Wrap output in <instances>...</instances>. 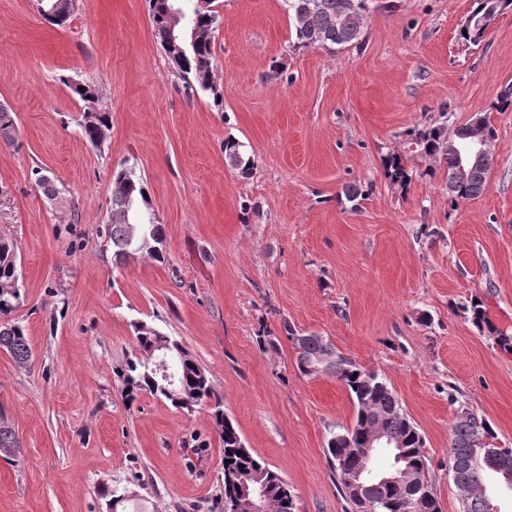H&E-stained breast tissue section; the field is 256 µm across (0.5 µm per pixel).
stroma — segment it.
<instances>
[{
	"label": "stroma",
	"instance_id": "obj_1",
	"mask_svg": "<svg viewBox=\"0 0 512 512\" xmlns=\"http://www.w3.org/2000/svg\"><path fill=\"white\" fill-rule=\"evenodd\" d=\"M471 3L366 0L360 40L329 52L296 47L284 0H216L212 93L185 87L145 0H75L61 26L36 0H0V104L17 130L0 142V236L18 245L13 318L32 351L25 366L0 351V414L19 443L0 455V512H110L115 489L141 512H224L209 405L125 397L137 322L205 371L295 512H347L326 443L355 407L335 377L301 375L292 330L384 378L424 437L443 512H460L457 405L512 448V108H494L512 87V8L473 45L459 35ZM86 81L111 116L98 147L70 89ZM479 117L494 162L484 193L457 200L407 134ZM392 155L407 182L391 179ZM121 168L164 227L163 260L113 259ZM475 300L493 331L472 323Z\"/></svg>",
	"mask_w": 512,
	"mask_h": 512
}]
</instances>
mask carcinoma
<instances>
[{
	"instance_id": "cac0c4a2",
	"label": "carcinoma",
	"mask_w": 512,
	"mask_h": 512,
	"mask_svg": "<svg viewBox=\"0 0 512 512\" xmlns=\"http://www.w3.org/2000/svg\"><path fill=\"white\" fill-rule=\"evenodd\" d=\"M192 5L184 9L189 27L196 29L197 38L194 45H189L190 34L183 35L187 42L186 51L175 53L172 44V19L167 5L170 0H146L148 16L155 37L168 53L176 73L184 80L193 83L204 91L214 88L213 73V33L219 24V14L212 7L214 0H207L209 5L201 9L199 0H190ZM287 11L295 23L296 45L304 49H325L332 51L347 46L360 39L365 26V0H285ZM74 0H51L49 6L56 7L44 17L52 24L61 26L69 19ZM512 6V0H473L471 13L478 16L487 13H501ZM72 91L85 103L82 122L79 128L82 136L93 146H100L110 128V116L99 112L95 104L99 94L95 86L84 84L72 87ZM14 123L8 110L0 106V139L6 143L13 142ZM457 139V133H448L442 125L409 134V149L425 159L437 158L448 168V190L455 199H471L484 192L487 174L493 163L489 157L469 171L466 177L459 175V158L448 143ZM224 155L232 166L242 173L251 170L250 162L243 160L239 143L224 142ZM146 202L145 190L140 179L129 169L114 173L112 181V215L110 224L106 225V236L112 244L116 263L120 264L127 257L129 250L130 226L141 225L145 241L139 251L146 252L156 259L163 258L164 231L155 215L148 209L141 208ZM19 283L17 272V244L9 238L0 236V349L6 350L19 364H26L32 357L31 348L23 329L12 322V314L20 306L22 294H10L5 289ZM136 342L140 357L127 366L123 374L126 390L133 394L146 390L163 397L175 407H183L162 388V382L151 373L149 353H154L161 344H167L170 353L177 359L180 395L191 399L194 404L213 402L212 413L215 422L221 426L220 438L223 443L224 499H229L235 492L230 476L253 470H262L267 476L271 494V508L274 512H294L295 504L292 493L285 492L287 482L276 472L268 468L254 456L248 448L238 444L239 433L232 423L222 417V398L214 391L208 376L201 375L200 368L192 361H180L178 341L160 333L154 328L147 329L143 323L134 324ZM297 351V368L304 376L311 375L307 370L309 362L324 358L322 373L331 374L348 390L355 401L356 419L352 426L344 427L332 436L327 443L328 458L336 474V481L351 512H362L361 504L355 500L344 481V470H355L363 465H371L362 453L363 431L375 425L374 411L381 409L384 415L381 427L390 435L401 439V447L395 449L400 460L392 465L409 470L421 487V495L414 506L407 504V497L412 492L402 485H386L373 481L368 493L382 501L379 512H441L436 489L430 478L428 458L423 447L420 433L408 420L400 408L398 398L387 383L377 374L367 371L353 361L336 353L331 344L318 335H306ZM491 436L488 424L479 419L467 408L457 411L452 428V438L448 449L450 473L453 483L459 491L461 512H490L489 502L493 496L484 484V478L478 466L491 470L498 482L506 484L503 471L512 468V448L501 449L500 454L490 460L475 458L476 440ZM18 441L12 429L0 426V452L8 455L15 453ZM242 454H237V451Z\"/></svg>"
}]
</instances>
